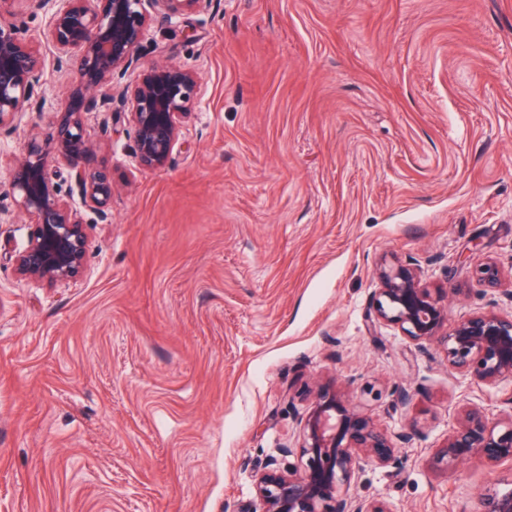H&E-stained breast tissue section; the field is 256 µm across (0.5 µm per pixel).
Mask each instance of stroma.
Listing matches in <instances>:
<instances>
[{
  "label": "stroma",
  "instance_id": "1",
  "mask_svg": "<svg viewBox=\"0 0 512 512\" xmlns=\"http://www.w3.org/2000/svg\"><path fill=\"white\" fill-rule=\"evenodd\" d=\"M44 60L42 111L0 129V512H262L252 475L299 446L308 389L411 443L360 459L348 494L390 512H475L512 472L431 460L463 406L507 421L512 384L452 372L374 319L395 259L449 323L496 299L475 269H512V0H202L154 16L142 61L200 79L166 166L141 169L124 114H86L106 216L70 189L91 247L54 286L20 277L33 225L10 170L49 135L72 85ZM414 392L396 405L398 387Z\"/></svg>",
  "mask_w": 512,
  "mask_h": 512
}]
</instances>
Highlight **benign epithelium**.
Here are the masks:
<instances>
[{"label":"benign epithelium","instance_id":"obj_1","mask_svg":"<svg viewBox=\"0 0 512 512\" xmlns=\"http://www.w3.org/2000/svg\"><path fill=\"white\" fill-rule=\"evenodd\" d=\"M56 3L47 39L59 57L76 66L69 105L57 116L51 135H34L10 173L19 205L34 218L36 230L16 256L24 278L49 286L74 278L83 266L90 242L81 213L70 195L52 182L50 171L62 160L84 202L105 213L112 198V180L103 168L87 165L94 153L83 135L85 112L110 105L106 93L115 76L139 60L150 11L175 16L195 9L202 0H29L35 9ZM43 67L39 51L20 27L0 23V128L20 125L25 113L39 110L38 77ZM196 73L172 62L140 66L136 82L120 93V105L136 143L138 164L150 170L164 167L178 142L180 127L189 116L196 94ZM484 288L502 284L499 265L488 260L477 270ZM375 317L397 327L419 350L439 343L448 367L477 383L499 385L512 381V314L492 307L457 322L451 332L440 331L445 308L424 288L415 271L400 263L383 264L378 271ZM302 443L283 448L282 463L254 475V491L263 512H389L380 503L357 502L342 492L365 455L379 465L395 457L387 433L372 417L351 407L330 384L313 392L310 410L301 418ZM298 456L300 465L287 461ZM478 459L512 463V416L494 422L477 406L463 411L458 426L433 457L435 468L455 467ZM477 512H512V486H494L479 500Z\"/></svg>","mask_w":512,"mask_h":512}]
</instances>
